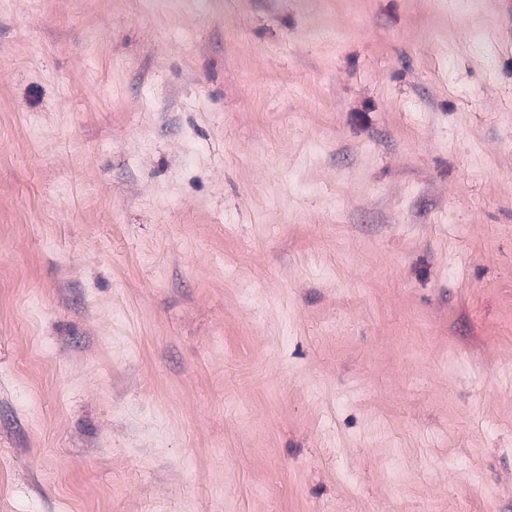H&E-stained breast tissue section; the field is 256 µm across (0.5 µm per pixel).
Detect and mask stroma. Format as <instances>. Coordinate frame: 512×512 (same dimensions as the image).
<instances>
[{"instance_id": "1", "label": "stroma", "mask_w": 512, "mask_h": 512, "mask_svg": "<svg viewBox=\"0 0 512 512\" xmlns=\"http://www.w3.org/2000/svg\"><path fill=\"white\" fill-rule=\"evenodd\" d=\"M0 512H512L496 0H0Z\"/></svg>"}]
</instances>
